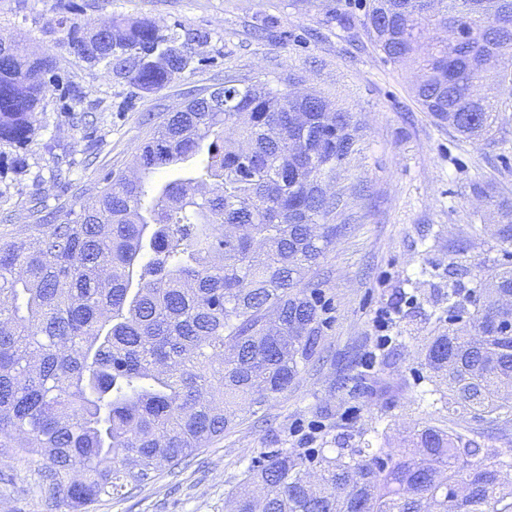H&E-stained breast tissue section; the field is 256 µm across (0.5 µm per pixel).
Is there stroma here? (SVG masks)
<instances>
[{
	"label": "stroma",
	"instance_id": "obj_1",
	"mask_svg": "<svg viewBox=\"0 0 512 512\" xmlns=\"http://www.w3.org/2000/svg\"><path fill=\"white\" fill-rule=\"evenodd\" d=\"M369 0H0V40L20 53L52 49L57 69L26 151L0 143V238L28 234L33 209L57 216L95 193L104 177L134 169L159 118L227 78L291 83L351 112L359 151L339 169L332 191L347 202L348 229L309 272L325 320L319 352L295 384L257 413L244 414L223 438L202 447L180 472H160L132 493L106 498L93 512H225L228 493L265 453L308 456L343 438L388 427L399 442L427 417L416 396L426 370L425 337L446 316L449 286L460 291L512 262V243L496 225L512 206V89H504L493 139L474 141L423 112L412 71L387 61L368 29ZM147 19L163 32L193 30L190 68L157 93L106 77L64 46L59 17L85 28L108 15ZM81 86L86 121L61 111L65 83ZM488 185L490 197L474 193ZM456 280H449V269ZM386 313L384 325L375 318ZM394 355L379 377L364 363L379 336ZM6 512H56L32 471L0 483Z\"/></svg>",
	"mask_w": 512,
	"mask_h": 512
}]
</instances>
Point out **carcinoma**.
I'll list each match as a JSON object with an SVG mask.
<instances>
[{"instance_id": "carcinoma-1", "label": "carcinoma", "mask_w": 512, "mask_h": 512, "mask_svg": "<svg viewBox=\"0 0 512 512\" xmlns=\"http://www.w3.org/2000/svg\"><path fill=\"white\" fill-rule=\"evenodd\" d=\"M387 61L421 72L415 95L472 140L495 128L512 83V0H371ZM69 49L156 93L206 35L109 17L62 16ZM48 48L0 41V142L33 143ZM68 119L83 92L71 84ZM352 113L322 96L233 80L162 118L136 157L58 224L0 240V462L37 464L45 500L89 512L224 437L238 411L288 389L323 336L308 273L336 245L346 206L328 182L356 152ZM181 174L157 180L161 171ZM448 289V330L424 344L440 417L302 458L265 455L231 492L233 512H512V454L448 427L512 420V266L478 282L472 309Z\"/></svg>"}]
</instances>
